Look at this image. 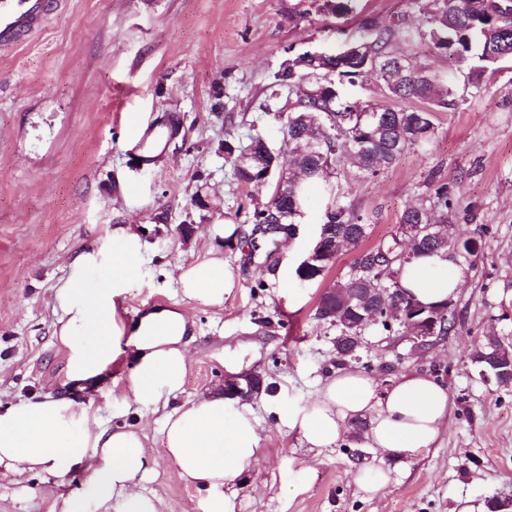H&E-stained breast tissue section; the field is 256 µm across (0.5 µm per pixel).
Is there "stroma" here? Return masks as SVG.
I'll list each match as a JSON object with an SVG mask.
<instances>
[{
  "mask_svg": "<svg viewBox=\"0 0 512 512\" xmlns=\"http://www.w3.org/2000/svg\"><path fill=\"white\" fill-rule=\"evenodd\" d=\"M312 0H65L26 44L0 50V408L51 396L91 405L110 427L144 429L157 472L148 493L164 512H196L197 491L162 447L167 407L133 404L126 377L134 353L113 363L94 391L64 377L56 343V293L80 252L111 241L116 227L141 231L138 273L122 302L135 323L157 305L192 319L180 401L213 393L228 374L255 373L266 392L249 398L261 437L256 461L235 486V512H491L512 500V387L484 380L471 353L484 337L512 349V71L476 92L456 73L459 105L437 113L424 150L403 152L362 180L348 164L313 188L297 234L267 267L247 246L225 248L211 227L223 213L267 202L272 187H245L224 162L225 131L238 146L255 134L280 146L277 113L295 92L274 83L288 57L340 50L359 14L421 25L410 0H359L358 14L314 12ZM180 121L156 163H141L142 135L169 117ZM444 182L462 238L479 250L461 263L454 331L423 351L382 328L366 330L353 356L336 352V330L315 318L320 296L347 271L340 252L324 279L301 281L296 268L315 242L327 207L339 201L370 214L375 245L394 232L402 211ZM217 213L191 208L197 189ZM191 220L189 237L179 226ZM223 257L237 286L223 307L184 297L179 267L207 253ZM355 367L380 385L420 370L440 379L452 412L440 447L389 460L388 485L366 498L356 472L376 465L373 449L348 440L305 445L288 413L310 403L337 370ZM241 400L226 401L228 412ZM318 477L308 481L306 471ZM84 471L57 478L0 473V512H53L57 495H79Z\"/></svg>",
  "mask_w": 512,
  "mask_h": 512,
  "instance_id": "obj_1",
  "label": "stroma"
}]
</instances>
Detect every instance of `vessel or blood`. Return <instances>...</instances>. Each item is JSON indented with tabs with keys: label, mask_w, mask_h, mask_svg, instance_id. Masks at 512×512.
Segmentation results:
<instances>
[{
	"label": "vessel or blood",
	"mask_w": 512,
	"mask_h": 512,
	"mask_svg": "<svg viewBox=\"0 0 512 512\" xmlns=\"http://www.w3.org/2000/svg\"><path fill=\"white\" fill-rule=\"evenodd\" d=\"M57 0H0V48H12L43 28Z\"/></svg>",
	"instance_id": "1"
}]
</instances>
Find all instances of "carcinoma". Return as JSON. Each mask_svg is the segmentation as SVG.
Here are the masks:
<instances>
[{
    "label": "carcinoma",
    "instance_id": "carcinoma-1",
    "mask_svg": "<svg viewBox=\"0 0 512 512\" xmlns=\"http://www.w3.org/2000/svg\"><path fill=\"white\" fill-rule=\"evenodd\" d=\"M473 0H413L423 14L422 28L411 33L400 25L382 23L372 17H364L359 23V37L351 46L362 51L361 58L375 63L377 78L386 85L391 97L401 106L379 108L364 101H348L341 97L332 80L318 83L306 81L305 75L312 69L302 63V57L286 59L275 73V83L300 94L280 121L282 144L293 158L288 172V185L282 191L272 192L267 203L244 213H235L233 222L227 224L228 235L224 244L234 248V243L246 238L242 229L251 225L256 231H265L274 224L281 230L269 235L270 247L264 250L263 260L271 259L275 241L285 235H295L299 219L307 203L310 188L327 181L336 163L350 158L362 178L374 176L382 168L391 165L399 155L411 148L426 147L437 133L435 113L455 107L452 79L440 78L431 82L417 60V52H400L396 42L411 44L418 40L434 54L450 60L455 69L468 70L476 92L488 89L483 76L486 72L512 70V12L498 7L496 0H486L485 7L476 11ZM344 52L323 53L315 67L320 73L331 71L351 80L359 79L368 70H360L357 64L341 65ZM402 62L404 71L387 80L382 71L391 64ZM427 103L424 108L412 107L413 101ZM230 131H224V161L229 163L236 180L243 185L258 186L275 175L279 169V153L267 139L257 134L251 138L246 150L255 162L246 167L237 165L241 148L230 140ZM456 206L448 192V184L441 183L433 192L410 205L402 212L398 227L410 225L415 242L397 232L390 238L371 247H362L369 235V218L354 205H334L327 209L322 220L325 250L349 245L358 252L343 279L336 282V292H324L318 302L316 318L337 330L336 351L341 356L359 348L366 329L380 325L387 331L392 327L382 318L384 304L374 298L370 304L359 307L355 298L368 288H389L403 311L409 313L420 304L409 297L400 286V275L411 258L402 256L404 248L412 246L413 256L442 252L456 246L458 253L452 261L458 263L474 254L468 242L457 244V238L448 236L452 227ZM453 301L448 300L431 307L439 318V335L448 336L455 327V318L449 314ZM501 345L488 336L473 353L475 363L487 366L486 358L492 356Z\"/></svg>",
    "mask_w": 512,
    "mask_h": 512
}]
</instances>
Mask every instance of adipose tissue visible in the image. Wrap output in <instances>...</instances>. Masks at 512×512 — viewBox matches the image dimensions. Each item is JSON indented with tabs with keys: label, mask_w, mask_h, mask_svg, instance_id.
I'll return each instance as SVG.
<instances>
[{
	"label": "adipose tissue",
	"mask_w": 512,
	"mask_h": 512,
	"mask_svg": "<svg viewBox=\"0 0 512 512\" xmlns=\"http://www.w3.org/2000/svg\"><path fill=\"white\" fill-rule=\"evenodd\" d=\"M141 239L131 227H118L111 243L81 252L69 265L57 294L60 315L55 336L65 352V378L80 386L98 382L113 362L134 351L127 377L135 404L148 407L177 397L187 368L189 323L177 308H156L128 327L118 310L137 271ZM106 278L101 288L85 286L89 269ZM184 295L204 294L215 305L236 286L218 256L180 269ZM401 284L420 303L454 298L462 274L451 261L432 255L407 265ZM451 413L448 390L436 377L408 371L379 386L366 373L345 369L328 378L316 398L288 414L292 427L311 448H330L356 421L367 422L365 447L379 465L359 470L354 481L366 495L389 482L383 462L416 455L436 446ZM163 450L180 477L200 494L201 512H234L231 491L260 446L249 407L226 414L224 398L202 395L165 417ZM0 469L38 471L65 477L86 474L79 497L58 496L54 512H161L144 486L155 480L152 457L138 429H109L84 405L67 399L30 398L0 411Z\"/></svg>",
	"instance_id": "1"
}]
</instances>
